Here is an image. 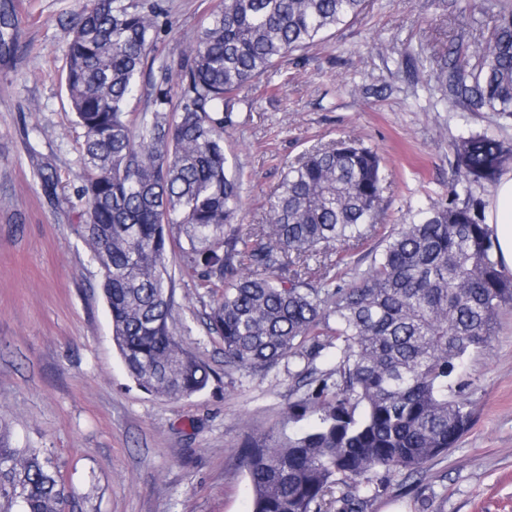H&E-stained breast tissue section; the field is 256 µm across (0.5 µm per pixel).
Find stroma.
<instances>
[{
	"label": "stroma",
	"instance_id": "stroma-1",
	"mask_svg": "<svg viewBox=\"0 0 512 512\" xmlns=\"http://www.w3.org/2000/svg\"><path fill=\"white\" fill-rule=\"evenodd\" d=\"M172 18L159 54L176 63L219 0H133ZM16 50L0 55V432L44 449L70 494V512H251L239 446L280 431L295 384L287 362L224 371V345L206 326L212 298L172 253L169 325L211 370L205 389L169 399L136 386L112 344L100 269L77 231L79 128L61 75L80 0H13ZM493 22L488 0H369L365 12L247 83L224 131L242 182L244 225L265 221L285 164L342 137L384 159L385 221L351 251L337 280L359 279L392 225L447 200L448 145L469 133L512 140V120L449 111L436 74L449 50L473 55ZM58 176L46 196L44 163ZM474 424L422 480L377 471L367 512H512V307L490 351L466 357L453 382Z\"/></svg>",
	"mask_w": 512,
	"mask_h": 512
}]
</instances>
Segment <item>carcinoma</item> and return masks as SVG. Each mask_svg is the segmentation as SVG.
<instances>
[{"instance_id":"cac0c4a2","label":"carcinoma","mask_w":512,"mask_h":512,"mask_svg":"<svg viewBox=\"0 0 512 512\" xmlns=\"http://www.w3.org/2000/svg\"><path fill=\"white\" fill-rule=\"evenodd\" d=\"M367 0H221L175 64L153 69L158 13L125 0H84L62 74L83 130L86 218L79 232L100 267L112 342L143 390L183 398L210 370L169 327V233L182 271L212 295L208 329L224 367L262 372L288 360L303 396L288 404L289 433L246 437L241 458L252 512H365L372 474L424 476L473 423L452 389L463 359L489 348L512 275L471 185H493L512 165V142L482 133L450 144L461 190L418 221L394 227L359 281L312 272L336 245L357 247L384 219L385 167L373 148L342 138L288 163L261 228H243L241 181L224 129L249 81L359 17ZM20 19L0 3V55ZM438 80L450 104L512 118V3L499 0L476 63L448 52ZM335 363L318 366L324 352ZM66 489L36 448L0 440V504L60 512Z\"/></svg>"}]
</instances>
